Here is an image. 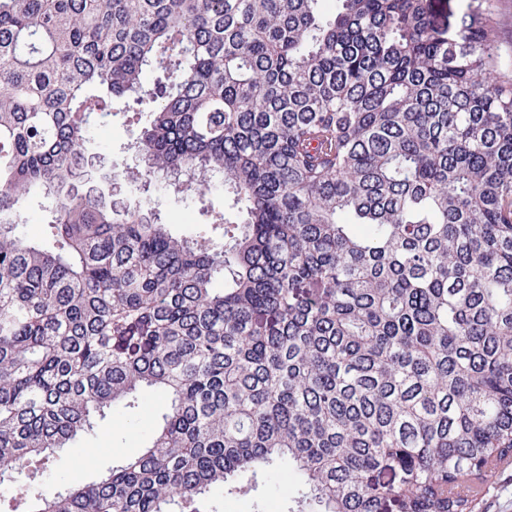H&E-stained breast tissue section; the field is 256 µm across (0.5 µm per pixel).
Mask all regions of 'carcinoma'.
<instances>
[{
    "mask_svg": "<svg viewBox=\"0 0 512 512\" xmlns=\"http://www.w3.org/2000/svg\"><path fill=\"white\" fill-rule=\"evenodd\" d=\"M322 2L0 0V470L166 402L10 512H266L279 473L285 512H479L512 465V78L479 13ZM121 98L149 119L110 179L220 182L242 222L177 237L77 179ZM26 223L20 224L19 231L28 239L46 247H52V236L48 222L50 215L46 200L40 190H33L26 201ZM158 405L154 402L136 413H113L111 419L99 423L94 434L78 440L71 448H63L44 473V486L53 485L59 479L91 481L98 475L97 470L135 454L149 435L153 418L160 409ZM82 448H97L90 465L82 461ZM285 480H288V485L284 484ZM295 494V483L290 477L287 475H280L274 478L266 493L267 500V512L271 504H276L278 507V512L284 510L285 500L288 498V495Z\"/></svg>",
    "mask_w": 512,
    "mask_h": 512,
    "instance_id": "carcinoma-1",
    "label": "carcinoma"
}]
</instances>
